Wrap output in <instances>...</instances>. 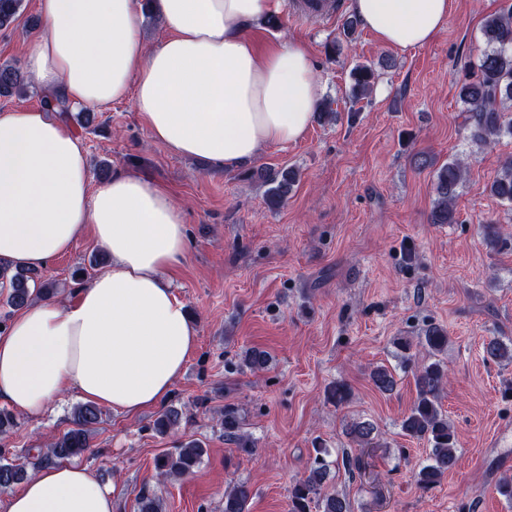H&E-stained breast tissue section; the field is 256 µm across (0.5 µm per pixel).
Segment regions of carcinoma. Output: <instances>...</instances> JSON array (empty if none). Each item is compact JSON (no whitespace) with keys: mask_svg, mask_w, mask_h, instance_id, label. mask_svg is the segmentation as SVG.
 Wrapping results in <instances>:
<instances>
[{"mask_svg":"<svg viewBox=\"0 0 512 512\" xmlns=\"http://www.w3.org/2000/svg\"><path fill=\"white\" fill-rule=\"evenodd\" d=\"M22 0H0V28L8 27L20 14ZM486 50L475 69L466 74L459 87V98L469 112L468 122L471 137L484 146L496 143L499 136H512V116L507 103L512 102V9L488 16L483 24ZM352 80L351 98L358 101L372 90L375 73L371 66L356 65L350 73ZM28 79L13 64L0 65V96L20 95L26 92ZM465 175V167L458 159L443 164L436 172L434 183V208L432 222L435 224L457 223L455 192ZM252 176L268 185L265 194L269 208H279L288 198L295 183L297 172L292 168L278 171L258 170ZM489 193L499 200L512 203V157L506 158L492 182ZM0 285L9 288L3 305L10 310L24 309L35 301L47 299L54 294L56 283L44 280L38 271L17 269L0 262ZM419 346L426 359L415 365L414 382L416 399L401 424L403 433L416 440H424L431 447L427 463L414 473L417 484L429 489L439 484L444 475L457 462V437L448 415L442 410L441 393L448 381L447 370L437 356L448 346V332L440 326H431L420 338ZM486 356L496 360L512 362V344L497 338L485 346ZM267 354L252 349L242 358V366L260 371L267 365ZM371 380L383 392L393 390L394 374L385 366L374 369ZM350 395L349 387L343 382L331 385L327 391L328 400L341 405ZM102 411L92 404H81L72 413V427L51 442L39 458V463L48 464L57 460L82 457L91 448V434L99 423ZM183 414L173 406L166 407L154 420V430L166 435L180 427ZM221 425L226 439L236 450L250 456L255 446L249 435L242 431L238 409L224 406ZM374 427L366 422L355 423L348 435L359 447L371 444ZM206 449L196 440H189L172 451H164L155 460L157 475L161 478L186 476L193 473L202 463ZM331 452L323 444L313 448L309 458L307 475L296 481L289 495L288 512H349L346 499L337 494L322 493L332 461ZM25 465L7 457L0 458V491L25 480ZM253 493L245 482L235 483L224 490V512H248ZM138 512H165L163 500L146 490L137 497Z\"/></svg>","mask_w":512,"mask_h":512,"instance_id":"1","label":"carcinoma"}]
</instances>
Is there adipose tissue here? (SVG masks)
<instances>
[{
  "label": "adipose tissue",
  "mask_w": 512,
  "mask_h": 512,
  "mask_svg": "<svg viewBox=\"0 0 512 512\" xmlns=\"http://www.w3.org/2000/svg\"><path fill=\"white\" fill-rule=\"evenodd\" d=\"M282 0H40L29 51L36 83L73 107L131 100L171 152L231 170L262 148L300 141L322 85L306 46L260 50L255 26ZM382 43L431 42L449 0H350ZM166 35L146 45L145 13ZM111 264L66 305L41 300L0 332V401L45 413L64 392L134 415L173 392L197 345L170 272L186 257L184 214L161 182L117 170L91 185L83 141L43 109L0 113V260L44 269L85 235ZM5 512H113L87 467H42Z\"/></svg>",
  "instance_id": "obj_1"
}]
</instances>
